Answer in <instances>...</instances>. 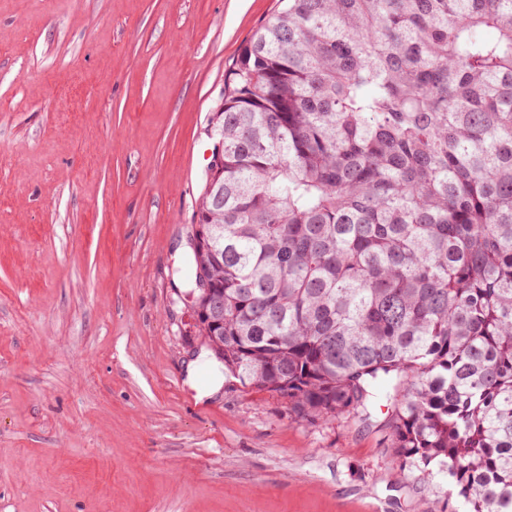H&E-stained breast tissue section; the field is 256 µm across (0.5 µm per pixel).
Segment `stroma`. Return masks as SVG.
Instances as JSON below:
<instances>
[{
	"label": "stroma",
	"instance_id": "obj_1",
	"mask_svg": "<svg viewBox=\"0 0 512 512\" xmlns=\"http://www.w3.org/2000/svg\"><path fill=\"white\" fill-rule=\"evenodd\" d=\"M280 0H0V512H421L380 401L198 400L180 270L224 75Z\"/></svg>",
	"mask_w": 512,
	"mask_h": 512
}]
</instances>
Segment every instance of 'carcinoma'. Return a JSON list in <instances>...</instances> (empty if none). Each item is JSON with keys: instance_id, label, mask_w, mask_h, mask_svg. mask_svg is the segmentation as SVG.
I'll return each mask as SVG.
<instances>
[{"instance_id": "1", "label": "carcinoma", "mask_w": 512, "mask_h": 512, "mask_svg": "<svg viewBox=\"0 0 512 512\" xmlns=\"http://www.w3.org/2000/svg\"><path fill=\"white\" fill-rule=\"evenodd\" d=\"M284 2L214 114L198 335L302 420L389 402L424 512H512V0Z\"/></svg>"}]
</instances>
